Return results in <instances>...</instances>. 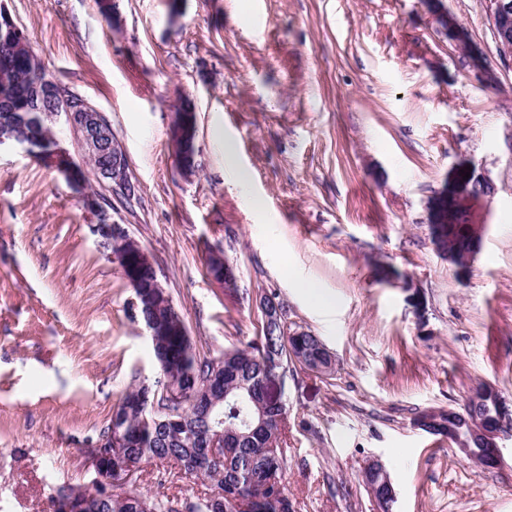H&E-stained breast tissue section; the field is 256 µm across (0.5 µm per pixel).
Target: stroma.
I'll return each instance as SVG.
<instances>
[{"instance_id": "35a3bbf8", "label": "stroma", "mask_w": 512, "mask_h": 512, "mask_svg": "<svg viewBox=\"0 0 512 512\" xmlns=\"http://www.w3.org/2000/svg\"><path fill=\"white\" fill-rule=\"evenodd\" d=\"M115 3L117 29L97 0H0L47 70L108 115L138 196L95 190L154 259L196 350L245 347L272 292L332 352L334 374L284 380L296 512H381L363 482L373 458L394 512H512V436L485 470L414 423L463 410L480 383L512 404V63L483 0H444L456 40L420 0H183L175 20L167 0ZM184 99L190 178L171 136ZM228 142L245 184L224 168ZM467 167L494 192L469 212L487 229L460 274L428 202ZM216 250L233 289L207 276ZM134 299L79 192L1 148L0 512H46L50 488L85 480L121 394L156 377ZM172 138L179 168L184 175L189 176L195 169L196 113L192 111L188 100L181 102L174 112ZM190 161H193L191 165Z\"/></svg>"}]
</instances>
